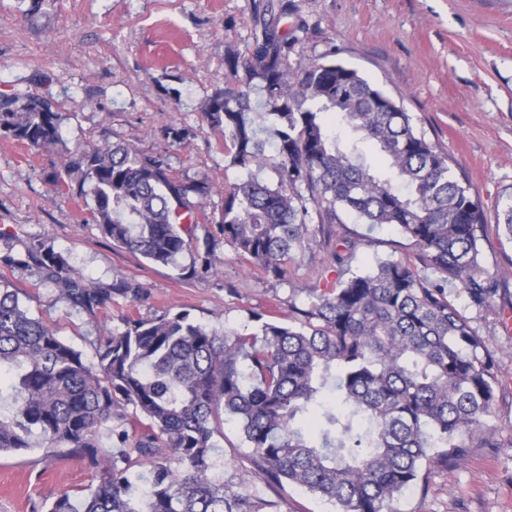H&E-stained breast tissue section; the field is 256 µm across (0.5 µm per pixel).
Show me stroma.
<instances>
[{
	"instance_id": "stroma-1",
	"label": "stroma",
	"mask_w": 512,
	"mask_h": 512,
	"mask_svg": "<svg viewBox=\"0 0 512 512\" xmlns=\"http://www.w3.org/2000/svg\"><path fill=\"white\" fill-rule=\"evenodd\" d=\"M267 0H0V94L52 97L61 141L41 148L0 137V286L16 288L32 315L93 358L95 341L122 331L123 316L189 312L216 329L252 327L253 313L287 317L309 289L332 288L345 271L385 258L414 260L397 229L369 226L348 212L313 221L308 243L288 263L286 280L248 267L214 222L221 188L244 179L224 153V139L203 118L224 87L231 54L246 56L255 5ZM310 59L356 70L408 112L481 202L489 226L481 242L490 271L508 274L491 309L464 294L448 296L494 356L500 381L492 417L500 442L473 448L454 466L429 471L406 489L393 512H512V240L494 226L512 198V0H288L281 21ZM50 75L48 84L37 76ZM187 131L174 142L167 129ZM130 144L163 156L176 178L204 180L214 192L199 207L198 247H209L214 273L194 271V254L158 266L115 246L90 214L91 200L59 190L55 171L67 154L103 143ZM355 241L347 267L332 253ZM60 252L83 276L145 291L141 301L114 296L93 311L72 308L32 268L11 264L34 244ZM224 480L235 490L277 501V512H337L305 489H268L255 474L235 420L215 435ZM99 473L64 448L0 454V512L97 485Z\"/></svg>"
}]
</instances>
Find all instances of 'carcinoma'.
I'll return each mask as SVG.
<instances>
[{
  "label": "carcinoma",
  "instance_id": "obj_1",
  "mask_svg": "<svg viewBox=\"0 0 512 512\" xmlns=\"http://www.w3.org/2000/svg\"><path fill=\"white\" fill-rule=\"evenodd\" d=\"M286 15V3L253 15L248 57L231 56L232 79L204 108L231 165L278 173L275 185L252 175L224 189V241L284 280L313 214L332 224L342 209L396 227L419 264L380 259L334 288L309 289L308 304H288L286 323L253 315L252 332L212 329L185 311L126 316L92 360L34 317L17 290L0 288V453L66 448L102 474L33 512H275V501L224 483L214 436L226 416L268 488H304L338 512H391L422 473L469 448L499 447L494 359L448 299L451 285L487 310L504 285L484 263L479 199L391 97L343 64L305 58L280 28ZM327 112L349 136L328 129ZM0 135L57 144V105L0 94ZM364 142L388 173L367 162ZM76 173L77 194L91 199L114 245L163 266L192 249L191 197L212 192L206 181L175 180L162 157L107 142L68 156L55 185L70 187ZM27 262L74 307L143 296L138 285L74 272L41 244ZM135 464L147 468L141 486L129 476Z\"/></svg>",
  "mask_w": 512,
  "mask_h": 512
}]
</instances>
